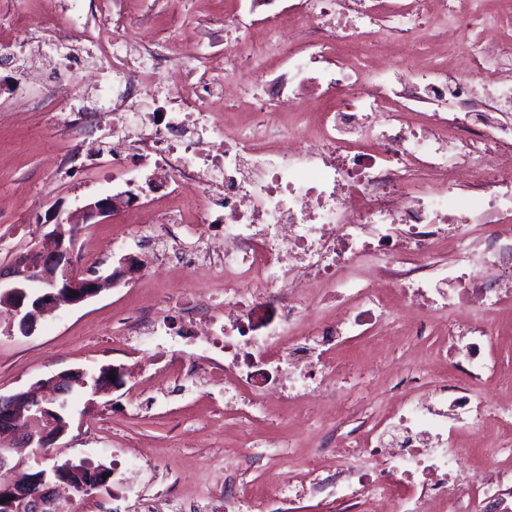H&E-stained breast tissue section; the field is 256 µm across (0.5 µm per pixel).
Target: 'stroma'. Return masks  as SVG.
Instances as JSON below:
<instances>
[{"instance_id": "35a3bbf8", "label": "stroma", "mask_w": 512, "mask_h": 512, "mask_svg": "<svg viewBox=\"0 0 512 512\" xmlns=\"http://www.w3.org/2000/svg\"><path fill=\"white\" fill-rule=\"evenodd\" d=\"M291 2L109 0L104 13L99 0H0V267L40 244L54 215H68L132 183L143 188L152 178L158 184L151 191L143 188L139 203L120 214L84 225L76 242L81 267L96 266L106 275L122 257L135 258L140 270L132 279L45 316L29 336L7 334L6 320H0V395L65 370L96 374L117 367L123 373L122 386L106 395L74 389L67 403L70 427L50 455L20 451L29 474L68 460L107 469L120 460L118 476L131 485V492L64 493L63 512H140L139 496L155 493L173 496V512H231L236 487H225L215 504L207 496L225 474L241 472L244 482L258 488L271 471L284 489H295L301 485L303 458L320 447L365 466V457L352 446L394 403L392 375L408 366L429 391L448 375L447 367L431 368L427 358L446 336L447 320L436 321L429 337L413 345L404 334L417 315L403 311L390 325L386 345L365 340L350 344V376L336 393L343 406L338 415L323 403L302 414L292 404L273 400L228 416L223 390L209 386L205 378L172 375L152 387L140 383L155 348L184 356L200 353L184 316L186 304L200 292L220 295L224 282L211 276L208 266L188 263L192 240L180 239L164 251L160 225L137 222L145 203L160 212L171 207L176 176L154 158L134 152L116 162L106 153L90 165L76 161L75 174L59 169L60 158L72 147L70 127L65 113L43 94L51 89L62 98L70 87L61 83L57 52L42 41L39 27L51 17L65 30L78 14L88 25L104 23L135 36L163 60L155 79L164 89L184 79L182 61H205L211 72L196 80L194 90L232 130L251 122L254 104L248 97L236 103L224 99V54L235 44L224 21L284 18ZM138 313L166 324L167 335L145 337L137 349L128 346L123 323Z\"/></svg>"}]
</instances>
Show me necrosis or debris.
I'll return each mask as SVG.
<instances>
[{
  "label": "necrosis or debris",
  "mask_w": 512,
  "mask_h": 512,
  "mask_svg": "<svg viewBox=\"0 0 512 512\" xmlns=\"http://www.w3.org/2000/svg\"><path fill=\"white\" fill-rule=\"evenodd\" d=\"M433 0H295L298 26L317 32L304 48L284 42L279 20L252 36L246 56L224 57V93L242 96L266 76V60L304 73L317 71L318 130L303 136L280 122L295 97L276 94L259 104L249 126L227 135L191 94H167L165 126L139 117V140L159 162L193 182L190 234L222 226L224 323L205 357L217 384L261 397L309 403L342 375L337 354L366 336L383 314L408 305L420 323L449 318L436 364L451 363L460 378L439 391L400 393L379 428L359 443L368 466L336 467V512H477L512 498V395L488 403L483 388L502 371L494 318L512 305V123L471 135L486 103L512 105V40L484 42L502 18L487 0H457L434 13ZM105 56L106 73L125 77L112 99L154 88L126 59L133 38L86 30ZM454 99L452 116L413 122L404 102L418 92ZM425 169L427 185L415 173ZM452 257L437 261L444 242ZM494 273L476 278L474 268ZM346 306L324 317L327 297ZM318 383H311L312 372ZM495 425L483 455L491 469L471 485L454 446L460 429Z\"/></svg>",
  "instance_id": "1"
}]
</instances>
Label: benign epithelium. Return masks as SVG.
Returning <instances> with one entry per match:
<instances>
[{
	"mask_svg": "<svg viewBox=\"0 0 512 512\" xmlns=\"http://www.w3.org/2000/svg\"><path fill=\"white\" fill-rule=\"evenodd\" d=\"M139 199L129 190L90 202L64 219L57 215L44 244L17 254L7 268H0V305L13 312L9 332L30 336L41 316L62 305H79L97 295L102 283L115 285L137 271L131 256L122 258L120 266L107 276L97 270L85 271L74 247L81 225L115 215ZM76 385L94 395L110 388L103 380H87L86 373L77 370L40 380L24 391L0 395V470H19L24 465L13 455L14 449L51 448L65 435L69 422L60 419V409L67 407V396ZM51 474L45 470L36 477L26 475L0 484V494L7 497V512H59L56 480Z\"/></svg>",
	"mask_w": 512,
	"mask_h": 512,
	"instance_id": "1",
	"label": "benign epithelium"
}]
</instances>
